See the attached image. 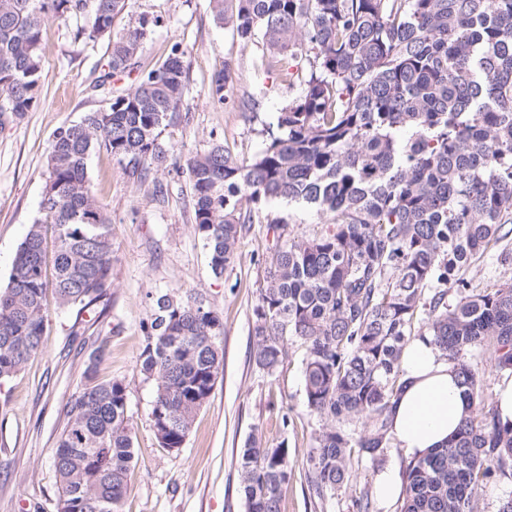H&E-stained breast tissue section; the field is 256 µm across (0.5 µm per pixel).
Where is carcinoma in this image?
<instances>
[{"label":"carcinoma","instance_id":"cac0c4a2","mask_svg":"<svg viewBox=\"0 0 512 512\" xmlns=\"http://www.w3.org/2000/svg\"><path fill=\"white\" fill-rule=\"evenodd\" d=\"M89 37L112 38L103 80L138 67L160 23L141 16L112 36L127 0H93ZM243 47L261 38L251 70L278 74L288 102L267 138L240 161L214 144L185 161L193 228L220 278L254 211L274 201L322 224L313 236L267 223L276 246L253 309L257 366L272 373L301 342L310 413L323 422L308 454L316 495L354 478L353 461L385 455L400 360L429 335L457 363L473 404L451 443L404 464L400 512H475L490 478H512V427L486 402L468 353L491 351L512 374V283L480 288L466 270L512 233V0H209ZM85 0H0V126L40 101L42 32ZM178 44L105 111L58 128L47 156L39 217L0 290V382L37 353L47 321L46 233L54 232L52 287L59 305L97 318L112 287V224L87 178L104 150L146 181L173 164L161 127L185 95ZM240 70L224 62L210 87L222 104ZM454 303H448V289ZM154 313L139 355L154 381L151 418L165 448L185 443L223 372L224 322L187 294L150 295ZM425 329H415L417 321ZM87 383L67 404L54 451L59 512H120L134 457L126 386ZM364 421L361 430L352 426ZM292 449L256 437L238 459L247 512H281Z\"/></svg>","mask_w":512,"mask_h":512}]
</instances>
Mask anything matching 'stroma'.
Listing matches in <instances>:
<instances>
[{
	"label": "stroma",
	"mask_w": 512,
	"mask_h": 512,
	"mask_svg": "<svg viewBox=\"0 0 512 512\" xmlns=\"http://www.w3.org/2000/svg\"><path fill=\"white\" fill-rule=\"evenodd\" d=\"M93 4L50 20L42 32L44 60L39 103L0 130V289L6 288L16 250L38 215L46 182V159L54 134L87 112L108 106L113 95L131 91L141 71L160 67L173 45L185 49L186 92L177 118L161 129V141L181 157L221 143L247 158L261 147L274 112L288 90L274 79L257 85L243 73L234 101L218 106L208 90L225 62L244 65L262 42L243 46L236 33L216 22L209 0H128L116 30L143 15L159 18L139 54L140 70L96 81L109 55V40L88 39ZM90 185L112 221V288L99 323L77 321L46 293L47 323L39 351L20 373L0 383V512H56L54 450L66 426V405L95 365L100 381L122 380L134 432V459L122 512H246L238 458L249 437L267 447L288 444L295 452L293 476L282 512H357L360 492L373 489L384 463L362 461L352 483L335 495H313L306 463L322 427L306 407L300 342L274 373L254 361L253 308L264 286L265 261L276 240L267 212L309 235V213L281 203L254 214L223 277H214L209 256L193 230V194L183 169L158 172L141 182L127 161L106 151L91 154ZM162 193H155V186ZM195 294L224 321V371L196 416L184 445L162 447L151 419L153 381L139 368L143 325L157 292Z\"/></svg>",
	"instance_id": "obj_1"
}]
</instances>
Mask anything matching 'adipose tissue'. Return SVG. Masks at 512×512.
<instances>
[{
  "label": "adipose tissue",
  "mask_w": 512,
  "mask_h": 512,
  "mask_svg": "<svg viewBox=\"0 0 512 512\" xmlns=\"http://www.w3.org/2000/svg\"><path fill=\"white\" fill-rule=\"evenodd\" d=\"M400 367L402 387L388 413L387 436L399 464L378 473L375 489L387 504L401 498L403 462L423 457L452 437L469 401L454 365L430 338H414L404 347Z\"/></svg>",
  "instance_id": "1"
}]
</instances>
